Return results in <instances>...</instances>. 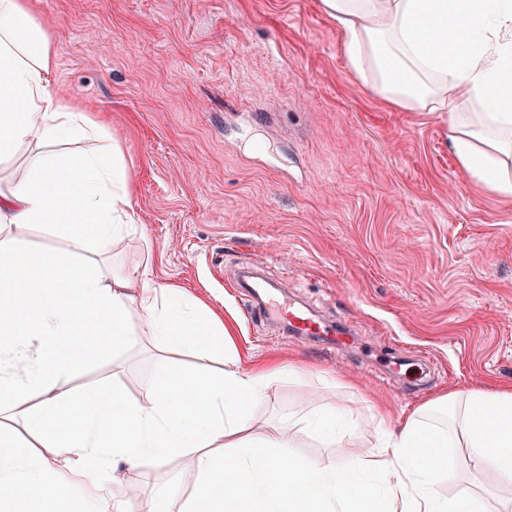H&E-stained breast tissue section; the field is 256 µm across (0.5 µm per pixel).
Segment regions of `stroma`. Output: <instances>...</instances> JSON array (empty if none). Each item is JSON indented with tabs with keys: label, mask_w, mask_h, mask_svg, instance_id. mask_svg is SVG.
<instances>
[{
	"label": "stroma",
	"mask_w": 512,
	"mask_h": 512,
	"mask_svg": "<svg viewBox=\"0 0 512 512\" xmlns=\"http://www.w3.org/2000/svg\"><path fill=\"white\" fill-rule=\"evenodd\" d=\"M27 3L56 85L121 142L137 227L107 252L34 224L13 235L106 273L150 265L223 315L243 365L300 367L267 388L250 438L302 405L348 407L360 425L343 447L292 436L299 455L342 465L439 395L512 384V203L459 170L442 118L391 110L349 72L320 0ZM246 264L280 282L281 302L352 325V352L248 315ZM128 326L132 342L67 386L100 382L144 402L158 343L138 315ZM391 357L403 365L389 375ZM195 469L189 452L121 463L109 493L141 512L166 488L191 496L179 474Z\"/></svg>",
	"instance_id": "1"
}]
</instances>
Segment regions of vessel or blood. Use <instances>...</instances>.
Here are the masks:
<instances>
[{"label":"vessel or blood","instance_id":"vessel-or-blood-1","mask_svg":"<svg viewBox=\"0 0 512 512\" xmlns=\"http://www.w3.org/2000/svg\"><path fill=\"white\" fill-rule=\"evenodd\" d=\"M244 286L253 296L251 303L253 310L257 314L281 321L290 334L306 337L326 336L329 337L332 345L339 348H348L353 345L354 338L346 327L330 328L310 311L292 304L281 306L268 301L267 284L261 278L250 277L245 281Z\"/></svg>","mask_w":512,"mask_h":512}]
</instances>
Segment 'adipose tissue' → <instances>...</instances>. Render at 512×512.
I'll use <instances>...</instances> for the list:
<instances>
[{
  "label": "adipose tissue",
  "mask_w": 512,
  "mask_h": 512,
  "mask_svg": "<svg viewBox=\"0 0 512 512\" xmlns=\"http://www.w3.org/2000/svg\"><path fill=\"white\" fill-rule=\"evenodd\" d=\"M349 70L390 107L445 115L458 168L512 200V6L504 0H321ZM50 47L22 0H0V161L27 142L54 145L101 127L53 85ZM131 179L118 139L96 153L46 156L31 180L0 190V334L37 339L22 374L0 372V411L25 409L30 440L0 421V512H122L109 499L117 462L164 463L198 453L196 492L163 493L146 512H512V387L452 391L414 410L346 466L303 459L290 429L253 445L243 432L280 369L277 359L222 376L172 369L185 348L224 350L231 332L204 302L163 284L150 267L108 275L33 254L12 227L73 230L108 250L134 229ZM23 290L18 305L12 289ZM164 346L147 401L106 385L64 381L89 346L127 336L128 315ZM506 490L441 491L454 450ZM70 465L61 470L59 457ZM231 464L233 479L223 477Z\"/></svg>",
  "instance_id": "obj_1"
}]
</instances>
